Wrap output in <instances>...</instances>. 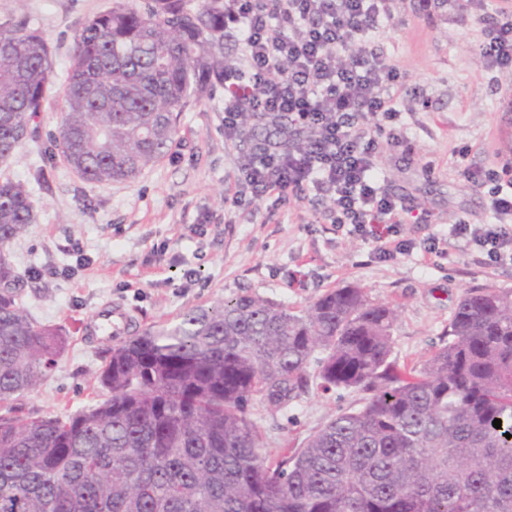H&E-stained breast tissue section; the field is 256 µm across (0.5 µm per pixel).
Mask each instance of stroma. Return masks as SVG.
Returning a JSON list of instances; mask_svg holds the SVG:
<instances>
[{
    "mask_svg": "<svg viewBox=\"0 0 512 512\" xmlns=\"http://www.w3.org/2000/svg\"><path fill=\"white\" fill-rule=\"evenodd\" d=\"M112 0H0V25L25 21L47 36L64 71L73 36ZM490 21L474 0H394V17L373 38L406 77L408 109L389 127L412 153L380 143L385 186L408 200L400 237L409 253L378 258L375 245L338 233L324 198L287 194L234 204L235 184L253 143L224 136V95L180 116L169 153L124 182H89L62 157L33 146L0 164V179L25 183L34 222L7 247L38 322L67 333L56 367L24 395L23 408L67 416L102 400L99 372L114 343L185 309L249 292L301 308L325 291L354 284L398 311L392 328L399 366L418 367L446 342L448 323L471 288H512V264L478 260L452 224H491L487 191L468 168L512 161V74L491 75L480 51ZM442 257H423L431 238ZM111 307L119 329L106 337L89 316ZM361 395L313 389L293 408L252 413L273 454L300 447Z\"/></svg>",
    "mask_w": 512,
    "mask_h": 512,
    "instance_id": "stroma-1",
    "label": "stroma"
}]
</instances>
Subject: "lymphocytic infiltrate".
<instances>
[{
    "label": "lymphocytic infiltrate",
    "instance_id": "f902f5d3",
    "mask_svg": "<svg viewBox=\"0 0 512 512\" xmlns=\"http://www.w3.org/2000/svg\"><path fill=\"white\" fill-rule=\"evenodd\" d=\"M482 50L489 69L512 70V7L498 0ZM390 0H231L224 29L242 47V58L224 59L226 85L245 92L224 100V136L237 139L242 117L281 121L303 134L302 151L266 148L242 168L235 198L260 201L292 191H314L333 200L332 222L376 242L380 256L407 251L397 229L408 210L388 192L377 163L383 120L399 115L405 88L399 71L371 41ZM355 50L352 63L337 50ZM477 187L499 189L489 198L492 224L452 225L488 258L512 260V167L466 169Z\"/></svg>",
    "mask_w": 512,
    "mask_h": 512
}]
</instances>
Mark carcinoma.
<instances>
[{
  "instance_id": "1",
  "label": "carcinoma",
  "mask_w": 512,
  "mask_h": 512,
  "mask_svg": "<svg viewBox=\"0 0 512 512\" xmlns=\"http://www.w3.org/2000/svg\"><path fill=\"white\" fill-rule=\"evenodd\" d=\"M225 0H112L73 38L48 155L85 180L161 160L180 113L224 85ZM44 33L0 25V161L40 143L55 86ZM33 223L0 181V512H512V289L471 288L420 369L393 359L397 311L347 285L293 310L238 293L110 349L107 398L65 418L18 404L63 353L35 321L7 245ZM316 369L309 371L310 364ZM364 394L271 456L275 415L311 385ZM501 420V428L493 421Z\"/></svg>"
}]
</instances>
